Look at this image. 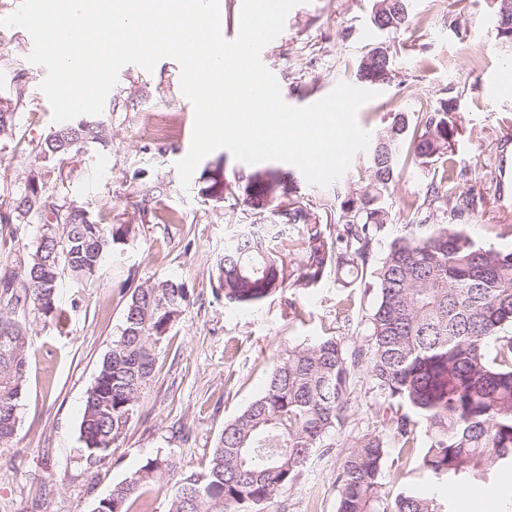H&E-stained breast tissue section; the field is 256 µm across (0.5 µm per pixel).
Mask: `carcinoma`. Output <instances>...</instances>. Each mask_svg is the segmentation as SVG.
Returning a JSON list of instances; mask_svg holds the SVG:
<instances>
[{
  "instance_id": "carcinoma-1",
  "label": "carcinoma",
  "mask_w": 512,
  "mask_h": 512,
  "mask_svg": "<svg viewBox=\"0 0 512 512\" xmlns=\"http://www.w3.org/2000/svg\"><path fill=\"white\" fill-rule=\"evenodd\" d=\"M493 3L495 37L509 53L512 0ZM370 22L388 33L409 28L412 0H375ZM395 78L385 42L357 66L363 84L388 85ZM17 109L18 102L0 96L1 139L14 135ZM458 110L457 98L448 96L417 114L392 113L370 138L361 185L336 199L334 224L322 222L297 195L293 174L277 166L256 167L219 188L205 182L202 195L210 200L240 192L254 213L275 211L280 225L297 231L288 246L302 255L298 267L285 266L274 225L262 235L243 225L217 262L212 288L224 303L254 307L286 286L314 288L333 271L338 279L349 277L343 286L357 282L372 297L367 344L350 348L336 336H320L288 348L263 391L225 424L203 470L181 474L170 487L167 475L176 462L150 457L95 512L143 508V495L153 487L169 489V512H264L347 423L362 370L375 421L354 434L336 470L337 512H453L447 497H430L413 483L393 495L385 490L386 473L402 472L420 431L425 451L418 467L431 483L476 488L512 475V251L480 246L455 224H403L376 255L391 224L385 197L399 179L402 153L440 172L423 200H406L404 208L453 218L476 211L474 195L442 192V184L463 175L452 158ZM107 142L105 126L91 119L55 129L31 148L43 161L38 184L0 196V242L21 244L0 262V448L13 445L35 344L19 315L49 320L64 333L69 312L62 288L92 286L114 245L134 231L129 224L92 220L60 191L64 166L76 162L80 150ZM31 225L37 234L24 243ZM189 298L185 284L172 279L141 283L129 293L121 334L83 402L80 441L88 467L117 449Z\"/></svg>"
}]
</instances>
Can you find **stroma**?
<instances>
[{
    "label": "stroma",
    "instance_id": "stroma-1",
    "mask_svg": "<svg viewBox=\"0 0 512 512\" xmlns=\"http://www.w3.org/2000/svg\"><path fill=\"white\" fill-rule=\"evenodd\" d=\"M374 0H304L287 16L279 37L266 46L264 63L278 75L282 97L295 107L326 96L337 84H355V67L370 47L390 41L397 80L380 87L357 122L374 132L391 112L413 113L421 104L458 96L462 133L454 146L457 167L468 176L447 184L451 194L480 193L484 202L463 229L475 241L512 249V93H500L495 72L511 56L495 38L491 0H414V21L393 39L370 23ZM25 33L0 27V95L20 101L18 141H0V181L25 184L42 166L31 143L54 129L52 110L39 85L44 67L27 60ZM106 146H91L64 181L67 197L104 224H132L135 235L116 244L93 287L64 288L76 301L65 333L30 319L36 337L13 447L0 449V512H94L113 486L146 458H175L183 470L206 467L215 442L264 388L278 353L315 336H337L346 345L366 343L369 301L356 286L328 276L302 291L283 288L249 309L225 306L212 290L224 242L240 225L274 224L272 212L254 213L242 196L215 202L203 197L199 176L181 187L177 162L188 152L194 107L180 90V66L170 58L153 71L129 65L107 97L101 115ZM433 169L405 164L387 204L394 224L413 216L402 208L423 195ZM357 179L348 171L322 188L298 178L301 196L328 205L336 223L338 196ZM164 191L144 201L143 189ZM175 278L190 291L189 304L167 345L139 410L119 447L103 465L81 458V406L98 367L123 327L127 283ZM303 309L288 318L289 302ZM350 324L337 322L344 303ZM351 429L313 456L303 480L277 495L265 512H337L334 475L348 451Z\"/></svg>",
    "mask_w": 512,
    "mask_h": 512
}]
</instances>
